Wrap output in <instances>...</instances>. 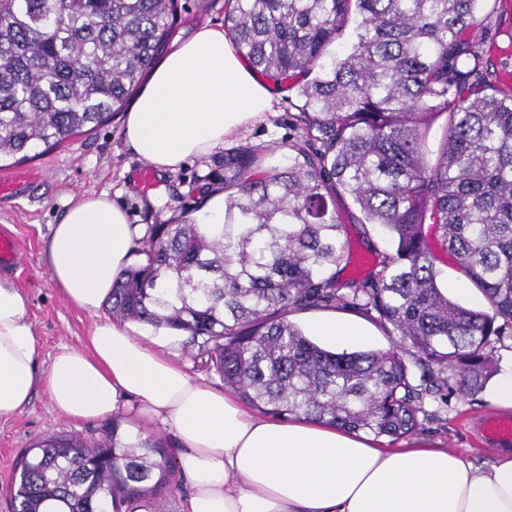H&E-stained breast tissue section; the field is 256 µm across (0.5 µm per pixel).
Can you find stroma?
Here are the masks:
<instances>
[{"label":"stroma","mask_w":512,"mask_h":512,"mask_svg":"<svg viewBox=\"0 0 512 512\" xmlns=\"http://www.w3.org/2000/svg\"><path fill=\"white\" fill-rule=\"evenodd\" d=\"M205 22L223 24L224 0H179L172 37L186 39ZM274 92V110L266 118L228 138L223 149L208 158L187 162L174 172L155 174L154 184L147 190L141 186L146 164L125 146L122 117L118 114L69 143L0 169V178L20 174L27 177L16 194L0 197V230L16 239L21 253L20 262L6 268L5 273L29 299V318L40 345V372H47L54 356L63 349L80 346L96 319L111 315L105 306L93 315L69 305L50 282L45 248L51 226L58 223L65 202L87 191L104 190L137 226L178 218L195 206L202 184L223 182L224 163L235 151L275 146L280 154H287L289 143L297 135L292 123L302 100L298 88L286 84L275 86ZM336 207L352 258L351 264L341 270L340 278L346 281L368 276L376 271L389 245L378 226L365 223L359 207L344 192H337ZM438 266L449 298L473 309H485L483 296L457 272L451 256L440 254ZM492 410L485 391L465 399L452 397L445 403H427L413 440L463 452L478 464L489 461L494 451L476 445L470 423ZM114 426L133 442L147 431L161 439L166 448L175 446L167 429L151 423L137 404L122 408L110 420L74 421L53 407L44 386H37L23 412L0 418V512H12L10 486L16 459L24 448L54 432L79 436L90 445Z\"/></svg>","instance_id":"1"}]
</instances>
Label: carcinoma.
<instances>
[{"label":"carcinoma","mask_w":512,"mask_h":512,"mask_svg":"<svg viewBox=\"0 0 512 512\" xmlns=\"http://www.w3.org/2000/svg\"><path fill=\"white\" fill-rule=\"evenodd\" d=\"M482 0H224V30L257 74L299 85V135L280 164L243 149L224 164V223L210 187L175 223L148 224L141 262L112 285V317L171 329L250 408L399 440L428 397H473L512 336V85L486 80ZM178 0H0V160L19 162L108 122L168 45ZM354 22L352 38L329 48ZM449 113L439 154L426 134ZM391 250L362 281L336 188ZM486 301L441 287L426 220ZM350 309L396 344L336 353L289 320ZM118 423L92 446L52 434L15 467L16 512H112L160 500L173 458L130 448Z\"/></svg>","instance_id":"obj_1"}]
</instances>
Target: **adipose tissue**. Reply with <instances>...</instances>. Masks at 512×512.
Listing matches in <instances>:
<instances>
[{"label":"adipose tissue","instance_id":"obj_1","mask_svg":"<svg viewBox=\"0 0 512 512\" xmlns=\"http://www.w3.org/2000/svg\"><path fill=\"white\" fill-rule=\"evenodd\" d=\"M273 101L223 27L205 23L153 67L122 136L139 159L173 172L222 149ZM139 236L108 193L71 199L47 241L52 285L71 306L98 313L134 263ZM147 332L137 322H96L82 346L55 355L38 377L28 298L0 278V418L22 412L41 382L76 421L138 401L176 438L182 512H512L510 452L477 466L456 450L391 448L312 418H274L191 378L173 358L174 337Z\"/></svg>","mask_w":512,"mask_h":512}]
</instances>
